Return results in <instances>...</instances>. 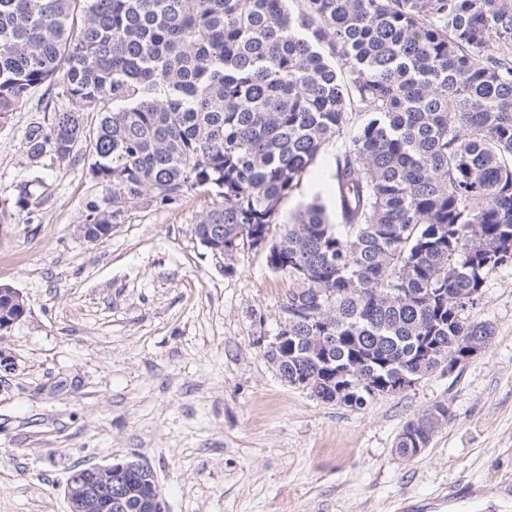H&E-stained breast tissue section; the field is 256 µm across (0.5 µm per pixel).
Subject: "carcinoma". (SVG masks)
<instances>
[{"label": "carcinoma", "instance_id": "1", "mask_svg": "<svg viewBox=\"0 0 512 512\" xmlns=\"http://www.w3.org/2000/svg\"><path fill=\"white\" fill-rule=\"evenodd\" d=\"M53 81L71 109L30 123L29 156L89 141L106 193L84 235L147 197L212 193L197 236L226 256L261 243L293 281L272 350L288 383L360 407L491 345L469 312L512 266V0H0V125ZM346 135L333 211L314 200L277 227ZM447 421L426 409L396 451L418 455Z\"/></svg>", "mask_w": 512, "mask_h": 512}]
</instances>
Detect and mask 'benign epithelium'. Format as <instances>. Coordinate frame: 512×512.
I'll return each mask as SVG.
<instances>
[{
  "label": "benign epithelium",
  "mask_w": 512,
  "mask_h": 512,
  "mask_svg": "<svg viewBox=\"0 0 512 512\" xmlns=\"http://www.w3.org/2000/svg\"><path fill=\"white\" fill-rule=\"evenodd\" d=\"M156 475L139 460H112L73 471L66 480L69 512H98L105 506L112 512H166L164 498L145 496L141 488L156 485Z\"/></svg>",
  "instance_id": "7a95c632"
}]
</instances>
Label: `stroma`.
Masks as SVG:
<instances>
[{"mask_svg": "<svg viewBox=\"0 0 512 512\" xmlns=\"http://www.w3.org/2000/svg\"><path fill=\"white\" fill-rule=\"evenodd\" d=\"M66 105L43 85L0 125V284L26 304L0 337V512H67L69 473L115 459L153 468L167 512H394L459 482L512 483V266L488 274L470 311L494 329L485 352L359 408L323 403L266 355L287 274L265 252L216 256L196 237L210 194L144 200L105 238L79 234L102 193L88 148L35 164L25 136ZM346 144L324 148L283 216L330 204ZM437 403L447 423L400 457L404 425Z\"/></svg>", "mask_w": 512, "mask_h": 512, "instance_id": "35a3bbf8", "label": "stroma"}]
</instances>
